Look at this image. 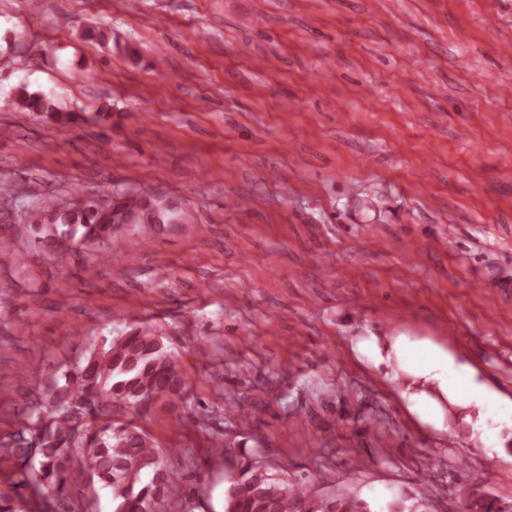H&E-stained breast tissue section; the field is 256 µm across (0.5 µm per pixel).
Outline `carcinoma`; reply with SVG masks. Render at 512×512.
Listing matches in <instances>:
<instances>
[{"mask_svg":"<svg viewBox=\"0 0 512 512\" xmlns=\"http://www.w3.org/2000/svg\"><path fill=\"white\" fill-rule=\"evenodd\" d=\"M14 104L27 112H50V101L22 87ZM153 209L159 224L172 223L174 204L127 198L105 211L87 197L73 194L67 201L51 199L29 214L48 239L96 242L112 236V225L141 222L142 207ZM91 388L78 366L67 372L52 393L34 398L29 420L35 431L32 445L40 455L39 467L25 477L33 494L48 504L65 499L85 481L108 489L115 512H184L183 494L174 483L166 455L148 433L131 423L112 422L116 406H135L151 396L167 402L184 384L175 355L148 331H131L113 338L95 367ZM260 454L251 449L227 472L224 512H372L369 503L342 493L321 495L310 483L271 473ZM460 512H512V502L466 486L458 489ZM390 512H429L422 496L400 498Z\"/></svg>","mask_w":512,"mask_h":512,"instance_id":"1","label":"carcinoma"}]
</instances>
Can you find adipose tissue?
<instances>
[{
    "instance_id": "obj_1",
    "label": "adipose tissue",
    "mask_w": 512,
    "mask_h": 512,
    "mask_svg": "<svg viewBox=\"0 0 512 512\" xmlns=\"http://www.w3.org/2000/svg\"><path fill=\"white\" fill-rule=\"evenodd\" d=\"M408 336L399 335L386 342L368 337L357 345L358 352L376 362L392 361L403 380V396L419 417L437 421L445 407L464 411V420L477 432H484L490 416L512 423V401L478 383L474 371L458 363L448 350L432 344L413 353Z\"/></svg>"
}]
</instances>
